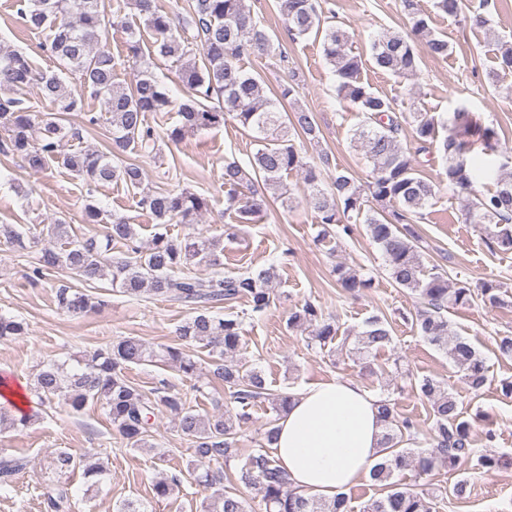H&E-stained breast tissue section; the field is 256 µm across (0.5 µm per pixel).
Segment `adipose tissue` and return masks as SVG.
<instances>
[{
    "label": "adipose tissue",
    "instance_id": "1",
    "mask_svg": "<svg viewBox=\"0 0 512 512\" xmlns=\"http://www.w3.org/2000/svg\"><path fill=\"white\" fill-rule=\"evenodd\" d=\"M272 443L294 487L331 497L369 476L381 459L385 424L377 396L333 379L294 392Z\"/></svg>",
    "mask_w": 512,
    "mask_h": 512
}]
</instances>
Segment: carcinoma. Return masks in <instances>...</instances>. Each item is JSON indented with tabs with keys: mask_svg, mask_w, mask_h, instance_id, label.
Listing matches in <instances>:
<instances>
[{
	"mask_svg": "<svg viewBox=\"0 0 512 512\" xmlns=\"http://www.w3.org/2000/svg\"><path fill=\"white\" fill-rule=\"evenodd\" d=\"M153 42L143 51L140 32L126 29L127 61L140 66V76L131 89L115 83L116 61L102 43L109 23L101 0H18V12L31 30L51 31L48 52L56 69L38 71L30 58L0 46V128L7 133L5 145L20 156L27 167L42 172L49 166L65 140L79 132L65 124L64 114L82 111L84 95L97 100L100 115L88 117V123L107 124L112 135V151L80 150L64 157V165L82 177L88 186L98 187L123 182L140 191L138 207L155 219L154 233L142 245L135 225L124 217H114L104 238H87L63 248L41 250L34 278L51 269H64L82 283L107 279L112 287L138 297L147 292L166 301L191 306L194 314L178 328L181 341L197 342L210 348L214 379L224 384L233 407L214 415H200L185 407L177 393L157 388L146 393L124 376L132 364L160 359L186 376L197 372V363L176 346L159 351L139 338L127 336L112 344L75 358L76 366L66 369L51 363L36 376L34 391L42 401L57 400L74 412L88 404L100 406L113 426L134 448L148 446L152 417L162 406L176 418L178 431L194 443V470L204 469L197 480L207 488L226 485L206 496L201 512H249L248 503L236 484L253 486L261 495L265 512H352L350 498L340 492L331 498L306 495L293 488L288 475L266 450L276 429L269 424L264 445L254 449L235 474L219 476L211 465L237 455V428L251 417V410L262 399L271 401L277 414L288 407L290 395L271 393L265 378L255 369H245L228 355L244 345L243 321L260 319L273 302V283L277 268L245 269L224 275V248L218 241L186 235L173 238L164 229L171 223L194 224L211 209L209 199L188 190L143 187V171L135 163H118L116 152L130 151L150 155L158 151L157 132L147 119L153 112H168L173 106L170 90L151 71L156 56L179 64V78L186 99L177 106L178 123L166 132L173 143L202 130L228 121L254 134L257 145L250 167L236 161H224V212L236 215L237 222L250 224L266 215L271 203L291 207V192L284 175L297 171L310 191L311 204L320 227L315 241L353 237L363 225L370 239L385 258L391 281L399 288L419 296L421 306L412 315V325L430 344L442 349L456 367L464 372L465 384L472 390L483 388L487 368L481 354L456 335L444 315L450 307L469 305L474 296L492 307L506 304L503 285L497 280L481 283L478 292L466 285L450 284L440 266L427 268L421 253L420 237L413 224L422 219L436 195V185L421 176L412 153L425 152L437 140L438 121L427 112L413 113L416 124L415 149L400 140L403 114L392 100L383 97L361 80L363 62L349 48V31L329 25L322 18L316 0H277L291 40L309 35L321 40L323 57L337 78L336 94L363 117L356 132L363 158L370 168L366 181L355 182L344 169L330 168V156L319 154V161H305L295 137L318 139L315 114L302 107L287 111L280 101L293 95V86L281 89L274 100L264 93L258 77L244 70L241 62L251 56L272 55L288 61V52L276 44L266 29L256 22L244 0H189L185 14L174 21L159 11L154 0H131ZM465 0H433V7L456 17ZM410 29L405 33L385 34L371 45L373 66L397 78H409L418 72L416 42L425 43L434 58L448 57V40L433 34L419 0H403ZM54 105L50 113L22 106L18 94L29 88ZM481 138V155L474 154L473 133ZM440 151L448 161V188L465 191L483 180L496 178L494 189L475 197L465 209V221L477 224L486 233L491 249L512 253V149L501 145L497 132L489 127L475 129L471 112L459 108L448 120V135ZM331 170L330 191H325L323 171ZM127 248L128 258L114 260L112 245ZM204 266L201 273L191 266ZM337 283L355 295L372 287L373 279L339 261L334 266ZM244 301L247 309L240 315L221 318L211 309L221 302ZM59 308L76 315L95 307L88 294L63 285L56 291ZM288 327L308 332V346L324 348L338 336L339 327L311 301L291 312ZM24 324L0 317V340L18 336ZM355 336L349 355L358 360L376 356L391 343L390 323L379 316L365 320L362 327L348 332ZM419 391L430 405L434 427L424 441L409 418H400L389 398L379 400L386 422L381 461L370 475L382 487L381 496L364 506L363 512H437V496L401 483L397 477L414 468L417 477L428 475L439 464L454 469L476 461L488 471L503 464L494 455L475 456L472 425L461 416L455 394L433 378L419 382ZM33 415L21 413L15 405H0V426H27ZM181 484L176 475L161 477L152 484L155 498L172 500ZM48 512H69V488L57 483L44 493Z\"/></svg>",
	"mask_w": 512,
	"mask_h": 512,
	"instance_id": "obj_1",
	"label": "carcinoma"
}]
</instances>
